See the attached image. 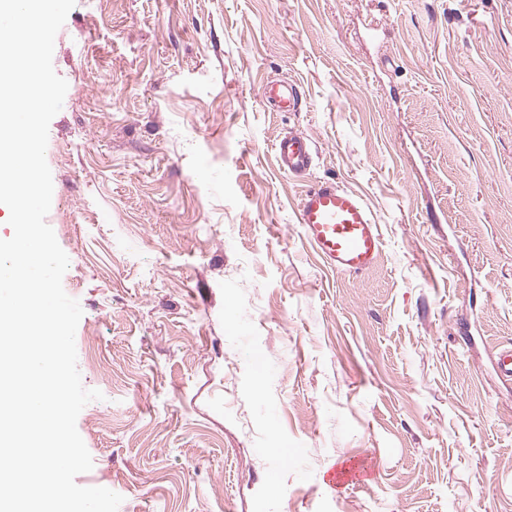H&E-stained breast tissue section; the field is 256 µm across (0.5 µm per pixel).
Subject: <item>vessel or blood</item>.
Returning a JSON list of instances; mask_svg holds the SVG:
<instances>
[{
	"label": "vessel or blood",
	"mask_w": 512,
	"mask_h": 512,
	"mask_svg": "<svg viewBox=\"0 0 512 512\" xmlns=\"http://www.w3.org/2000/svg\"><path fill=\"white\" fill-rule=\"evenodd\" d=\"M258 94L268 111L297 112L299 89L282 80L264 82ZM272 149L279 169L291 175L306 174L316 150L299 133L277 138ZM297 222L316 255L329 269L359 275L372 269L383 251L380 226L362 197L332 179L309 186L297 209Z\"/></svg>",
	"instance_id": "1"
}]
</instances>
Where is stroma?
<instances>
[{
	"label": "stroma",
	"mask_w": 512,
	"mask_h": 512,
	"mask_svg": "<svg viewBox=\"0 0 512 512\" xmlns=\"http://www.w3.org/2000/svg\"><path fill=\"white\" fill-rule=\"evenodd\" d=\"M52 62L46 221L102 394L77 485L119 512H512V0H76ZM270 77L301 111L266 110ZM323 179L377 218L374 270L301 234ZM272 149L279 169L290 175L306 174L314 164L316 150L310 139L299 133L278 137Z\"/></svg>",
	"instance_id": "1"
}]
</instances>
